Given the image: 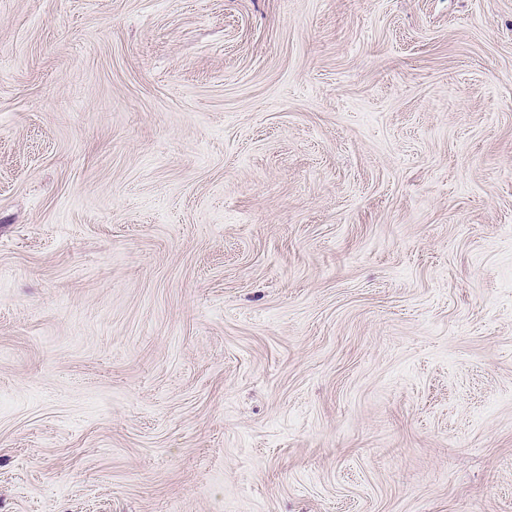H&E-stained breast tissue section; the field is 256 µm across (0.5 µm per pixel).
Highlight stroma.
Wrapping results in <instances>:
<instances>
[{"mask_svg": "<svg viewBox=\"0 0 512 512\" xmlns=\"http://www.w3.org/2000/svg\"><path fill=\"white\" fill-rule=\"evenodd\" d=\"M0 512H512V0H0Z\"/></svg>", "mask_w": 512, "mask_h": 512, "instance_id": "1", "label": "stroma"}]
</instances>
